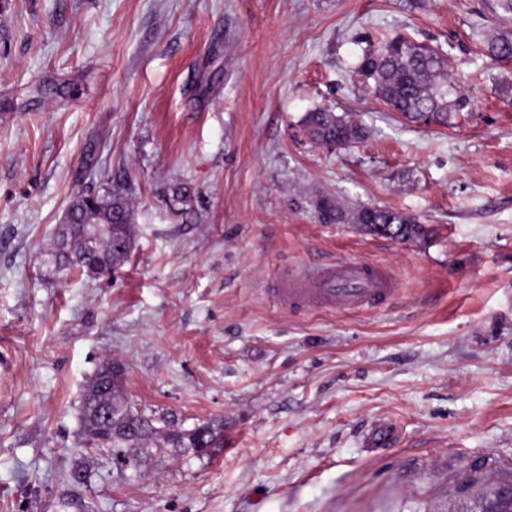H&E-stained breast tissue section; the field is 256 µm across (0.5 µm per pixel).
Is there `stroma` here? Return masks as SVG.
Segmentation results:
<instances>
[{
  "label": "stroma",
  "instance_id": "stroma-1",
  "mask_svg": "<svg viewBox=\"0 0 512 512\" xmlns=\"http://www.w3.org/2000/svg\"><path fill=\"white\" fill-rule=\"evenodd\" d=\"M512 34L498 0H0V512H483L512 485ZM440 50L474 107L390 111L371 40ZM368 135L329 150L303 115ZM126 185L119 270L44 265L74 193ZM319 192L417 217L424 240L320 222ZM383 265L380 306L293 310L288 272ZM119 360L144 414L221 425L140 470L79 443ZM381 419L391 447H365Z\"/></svg>",
  "mask_w": 512,
  "mask_h": 512
}]
</instances>
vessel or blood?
Instances as JSON below:
<instances>
[{
  "label": "vessel or blood",
  "mask_w": 512,
  "mask_h": 512,
  "mask_svg": "<svg viewBox=\"0 0 512 512\" xmlns=\"http://www.w3.org/2000/svg\"><path fill=\"white\" fill-rule=\"evenodd\" d=\"M395 292L392 277L377 265L340 260L315 271L289 276L277 293L284 307L356 310L389 299ZM398 436L395 421L384 419L371 428L368 444L391 446Z\"/></svg>",
  "instance_id": "obj_1"
}]
</instances>
